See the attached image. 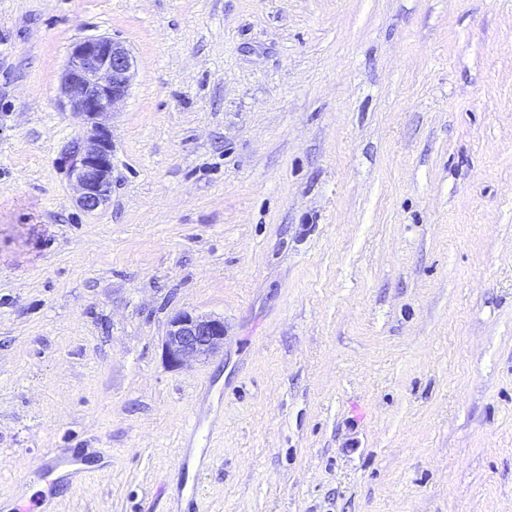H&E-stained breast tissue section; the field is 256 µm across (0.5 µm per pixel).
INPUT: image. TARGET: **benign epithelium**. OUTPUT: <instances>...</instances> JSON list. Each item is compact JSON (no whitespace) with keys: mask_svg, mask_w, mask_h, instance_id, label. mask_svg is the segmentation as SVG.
Returning a JSON list of instances; mask_svg holds the SVG:
<instances>
[{"mask_svg":"<svg viewBox=\"0 0 512 512\" xmlns=\"http://www.w3.org/2000/svg\"><path fill=\"white\" fill-rule=\"evenodd\" d=\"M132 51L107 36L76 42L61 77V106L84 117L90 129L72 143L63 157L68 178L85 212L103 206L112 189V134L101 118L126 98L135 76ZM224 345V319L189 311L168 322L164 353L173 365L207 359Z\"/></svg>","mask_w":512,"mask_h":512,"instance_id":"obj_1","label":"benign epithelium"}]
</instances>
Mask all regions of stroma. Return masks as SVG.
I'll return each mask as SVG.
<instances>
[{
	"instance_id": "stroma-1",
	"label": "stroma",
	"mask_w": 512,
	"mask_h": 512,
	"mask_svg": "<svg viewBox=\"0 0 512 512\" xmlns=\"http://www.w3.org/2000/svg\"><path fill=\"white\" fill-rule=\"evenodd\" d=\"M137 61L112 191L75 42ZM224 319L170 364L169 318ZM512 512V0H0L9 512ZM132 51L107 36L77 41L61 77V106L84 117L90 129L72 143L63 157L68 178L85 212L103 206L112 189V134L102 117L126 98L135 76Z\"/></svg>"
}]
</instances>
